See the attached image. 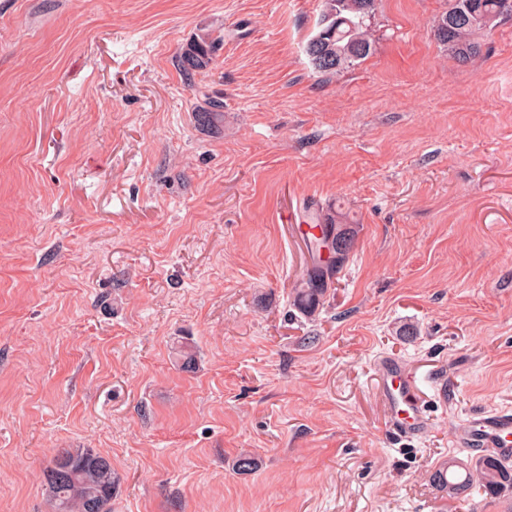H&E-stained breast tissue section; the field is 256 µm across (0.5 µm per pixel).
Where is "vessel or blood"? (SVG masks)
Returning a JSON list of instances; mask_svg holds the SVG:
<instances>
[{"mask_svg":"<svg viewBox=\"0 0 512 512\" xmlns=\"http://www.w3.org/2000/svg\"><path fill=\"white\" fill-rule=\"evenodd\" d=\"M380 387L390 407L394 429L407 436L422 435L427 427L423 405L414 388L404 379L398 362L382 363ZM457 442L480 455L511 459L512 411H494L469 419L460 428ZM472 476L471 469L462 466L453 456L435 465L431 471L432 479L442 491L451 490Z\"/></svg>","mask_w":512,"mask_h":512,"instance_id":"b4317fda","label":"vessel or blood"}]
</instances>
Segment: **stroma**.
I'll return each mask as SVG.
<instances>
[{
    "mask_svg": "<svg viewBox=\"0 0 512 512\" xmlns=\"http://www.w3.org/2000/svg\"><path fill=\"white\" fill-rule=\"evenodd\" d=\"M447 6L376 0L372 54L323 76L320 0H0V512H49L64 448L111 459L112 512H512L431 483L512 410V19L462 65ZM312 218L354 243L310 316ZM213 40L203 33L197 36L180 54L177 66L187 81H191L197 72L206 70L211 61ZM207 107L195 112V122L202 130H219L224 123L223 104L220 101H210ZM382 395L390 407L391 423L395 430L406 436H420L427 423L423 405L403 378V370L396 361H386L380 367Z\"/></svg>",
    "mask_w": 512,
    "mask_h": 512,
    "instance_id": "35a3bbf8",
    "label": "stroma"
}]
</instances>
